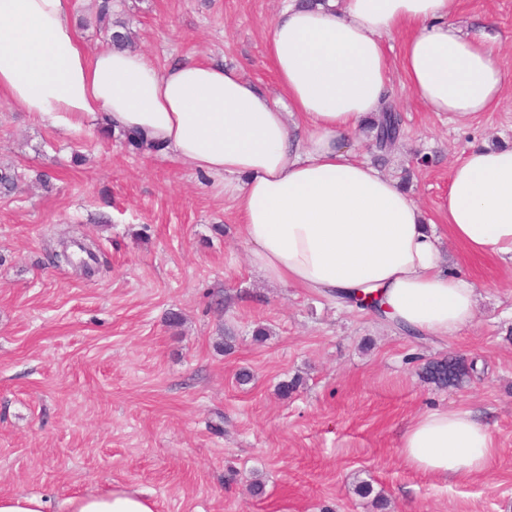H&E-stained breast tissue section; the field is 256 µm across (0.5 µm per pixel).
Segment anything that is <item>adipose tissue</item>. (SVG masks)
I'll list each match as a JSON object with an SVG mask.
<instances>
[{
  "instance_id": "obj_1",
  "label": "adipose tissue",
  "mask_w": 512,
  "mask_h": 512,
  "mask_svg": "<svg viewBox=\"0 0 512 512\" xmlns=\"http://www.w3.org/2000/svg\"><path fill=\"white\" fill-rule=\"evenodd\" d=\"M456 4L287 0L266 37L273 96L215 62L160 69L131 49L87 53L71 0H0V100L67 129L94 117L160 147L233 202L267 278L334 300L370 293L395 326L448 338L472 322L477 286L445 264L420 204L351 137L388 100L394 36L406 86L430 111L462 122L499 105L495 38L454 24ZM439 211L471 254L512 266V147H471ZM401 448L410 466L445 479L484 470L495 443L473 411L434 409L407 426ZM64 505L158 512L152 496L123 487Z\"/></svg>"
}]
</instances>
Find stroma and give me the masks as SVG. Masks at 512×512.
I'll return each mask as SVG.
<instances>
[{"label":"stroma","instance_id":"stroma-1","mask_svg":"<svg viewBox=\"0 0 512 512\" xmlns=\"http://www.w3.org/2000/svg\"><path fill=\"white\" fill-rule=\"evenodd\" d=\"M281 3L117 0L116 13L156 65L207 59L272 90L265 43ZM454 20L499 33L498 107L448 121L396 68L398 143L354 140L434 221L464 151L512 145V0H458ZM5 167L21 179L0 193V493L42 494L55 510L124 486L159 512H376L354 492L366 480L388 512H512V268L443 240L446 264L478 287L475 318L445 340L409 337L374 311L267 279L206 176L101 137L94 121L74 133L0 102ZM89 240L94 275L51 264ZM458 356L476 364L462 387L421 377L426 361ZM434 408L480 412L496 445L484 471L444 480L406 464L401 434Z\"/></svg>","mask_w":512,"mask_h":512}]
</instances>
